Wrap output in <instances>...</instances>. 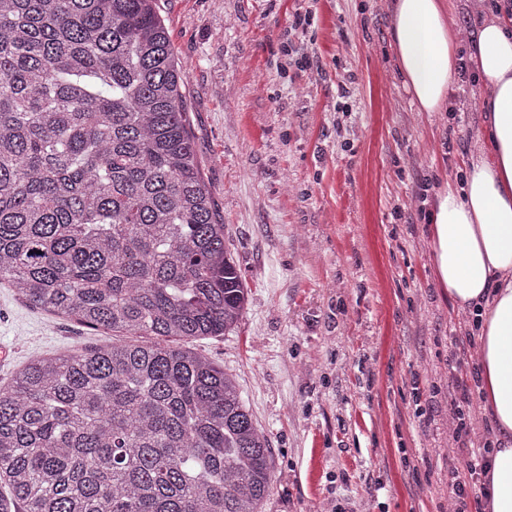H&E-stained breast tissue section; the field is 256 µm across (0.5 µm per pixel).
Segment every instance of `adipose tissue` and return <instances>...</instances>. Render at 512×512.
<instances>
[{"mask_svg": "<svg viewBox=\"0 0 512 512\" xmlns=\"http://www.w3.org/2000/svg\"><path fill=\"white\" fill-rule=\"evenodd\" d=\"M450 12V0H393L390 46L418 111H447L461 68L483 87L482 131L462 180L435 193L430 222L439 283L479 318L478 394L493 428L483 512H512V6L483 8L469 32Z\"/></svg>", "mask_w": 512, "mask_h": 512, "instance_id": "adipose-tissue-1", "label": "adipose tissue"}]
</instances>
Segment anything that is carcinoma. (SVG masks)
<instances>
[{"mask_svg": "<svg viewBox=\"0 0 512 512\" xmlns=\"http://www.w3.org/2000/svg\"><path fill=\"white\" fill-rule=\"evenodd\" d=\"M155 0H0V283L122 340L0 389V512H262L269 441L169 339L247 302Z\"/></svg>", "mask_w": 512, "mask_h": 512, "instance_id": "1", "label": "carcinoma"}]
</instances>
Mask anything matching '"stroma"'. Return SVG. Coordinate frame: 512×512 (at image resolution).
Segmentation results:
<instances>
[{"mask_svg": "<svg viewBox=\"0 0 512 512\" xmlns=\"http://www.w3.org/2000/svg\"><path fill=\"white\" fill-rule=\"evenodd\" d=\"M392 0H157L189 75L183 110L249 288L233 332L190 349L235 377L268 436L263 512H446L457 457L450 366L469 317L435 282L423 181L457 176L481 85L421 112L390 46ZM312 10L308 34L290 33ZM291 37L310 67L286 64ZM0 284V346L18 367L111 345Z\"/></svg>", "mask_w": 512, "mask_h": 512, "instance_id": "1", "label": "stroma"}]
</instances>
